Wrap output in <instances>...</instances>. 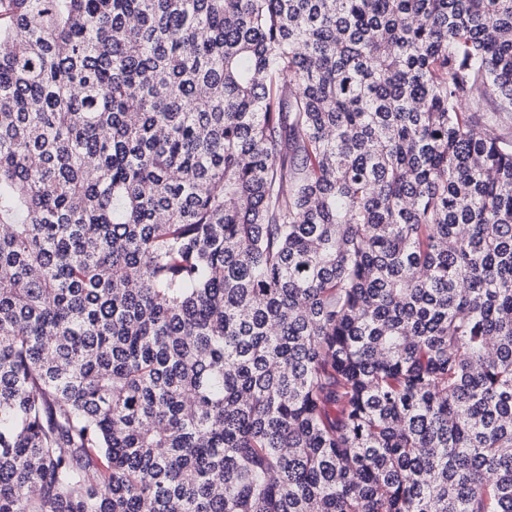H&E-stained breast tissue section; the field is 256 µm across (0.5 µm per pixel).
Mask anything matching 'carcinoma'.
<instances>
[{
  "label": "carcinoma",
  "instance_id": "cac0c4a2",
  "mask_svg": "<svg viewBox=\"0 0 512 512\" xmlns=\"http://www.w3.org/2000/svg\"><path fill=\"white\" fill-rule=\"evenodd\" d=\"M509 128L512 0H0V512H512Z\"/></svg>",
  "mask_w": 512,
  "mask_h": 512
}]
</instances>
